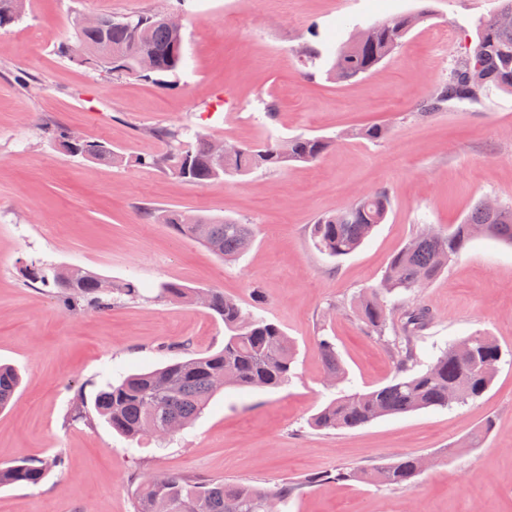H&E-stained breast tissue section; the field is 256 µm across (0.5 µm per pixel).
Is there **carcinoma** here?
Returning a JSON list of instances; mask_svg holds the SVG:
<instances>
[{
  "mask_svg": "<svg viewBox=\"0 0 512 512\" xmlns=\"http://www.w3.org/2000/svg\"><path fill=\"white\" fill-rule=\"evenodd\" d=\"M25 0H0V30L18 22ZM512 16V0H501L500 8L485 18L472 51L456 63L448 81L439 84L420 103L424 114L438 112L451 104L479 101L491 88L512 93V22L496 21ZM418 15H399L367 28L366 38L339 46L326 74L356 79L369 73L401 46L418 24ZM184 38L176 37L162 22V16L147 12L103 15L96 28L75 29V41L58 47V53L80 65L115 76L144 78L166 87L178 77L185 63ZM148 56L154 71L144 73L140 57ZM156 135L166 144L161 155L139 158V164L161 168L175 177L204 184L226 175H249L257 170L282 168L290 162L315 161L332 141L323 137L297 136L283 143L270 139L254 146L224 144V161H216L211 141L188 124L160 127ZM49 136L66 153L100 162H115L118 156L104 140H70V131L54 129ZM385 192L360 198L349 207L319 217L311 225L314 246L329 256L340 257L356 251L382 223L389 209ZM148 218L169 225L179 235L195 240L224 260L245 252L243 243L253 238V228L236 219L207 215L187 217L179 210L148 211ZM485 224V236L512 244V208L500 206L489 211L477 206L462 224L440 235L424 229L390 260L382 288L365 295L357 316L372 335L383 337L393 330L389 348L396 361L398 378L371 391L341 390L336 398L314 415L317 429H351L380 417L429 408H447L448 390L460 394L458 404L481 397L492 385L502 358L499 344L489 336H468L448 347L427 367L414 371L420 333L428 325L427 311L409 305L407 294L424 287L457 258L474 239L473 225ZM27 280L48 289L67 308L83 306L99 311L114 301L142 297L132 281L114 283L80 267L66 270L43 262H30ZM205 307L224 322V348L204 355H191L160 368L133 373L118 383H109L92 399L82 397L73 418L89 420L85 408L96 414L119 435L137 440L150 435L160 443L163 432H181L202 414L212 396L227 386L243 390L280 387L292 376L294 348L281 328L242 308L235 300L215 289L205 290ZM195 292L168 282L159 298L190 302ZM319 348L330 386L338 387L345 369L328 336ZM18 374L0 366V409L13 400L19 387ZM418 456L405 454L397 461L372 469L343 467L310 476L283 489L269 490L217 479H192L179 474H161L139 479L136 512H280V505L307 484L321 482H363L403 486L420 474ZM58 455L23 459L0 464V487L15 484L37 486L61 468Z\"/></svg>",
  "mask_w": 512,
  "mask_h": 512,
  "instance_id": "carcinoma-1",
  "label": "carcinoma"
}]
</instances>
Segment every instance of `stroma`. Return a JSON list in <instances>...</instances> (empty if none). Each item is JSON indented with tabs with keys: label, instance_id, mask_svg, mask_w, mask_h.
Here are the masks:
<instances>
[{
	"label": "stroma",
	"instance_id": "1",
	"mask_svg": "<svg viewBox=\"0 0 512 512\" xmlns=\"http://www.w3.org/2000/svg\"><path fill=\"white\" fill-rule=\"evenodd\" d=\"M499 0H26L0 31V363L21 385L0 411V463L61 456L36 486L0 488V512H134L135 476L178 473L274 489L342 466L372 467L413 453L428 467L408 486L324 483L285 512H512V363L465 406L319 430L334 396L318 339L331 337L351 386L396 376L387 343L353 314L391 256L422 226L447 233L483 201L512 207V93L422 117L418 104L476 43ZM182 16L187 65L172 86L96 72L60 57L75 13ZM423 14L403 47L365 77L307 70L298 49L337 48L401 14ZM187 123L217 141L324 137L312 163L227 176L206 185L135 166L162 152L155 129ZM381 124L386 138L349 139ZM67 128L111 143L112 165L72 157L48 132ZM385 191L387 216L354 253L331 257L309 236L318 217ZM147 208L228 216L253 225L251 247L227 263ZM136 281L142 297L101 313L69 310L26 281L33 260ZM215 288L277 324L296 352L284 386L224 388L193 425L136 452L103 419L73 421L91 382L224 346V324L203 307L158 298L162 283ZM433 321L418 344L428 364L446 344L482 334L512 350V246L481 237L417 292Z\"/></svg>",
	"mask_w": 512,
	"mask_h": 512
}]
</instances>
